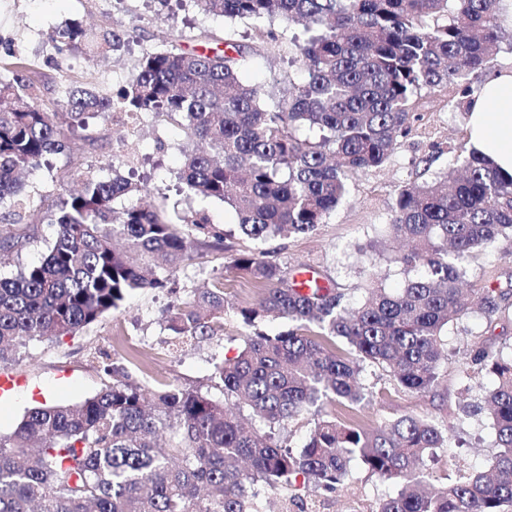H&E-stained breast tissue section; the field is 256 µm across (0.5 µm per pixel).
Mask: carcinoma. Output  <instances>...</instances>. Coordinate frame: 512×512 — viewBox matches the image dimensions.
<instances>
[{
  "instance_id": "1",
  "label": "carcinoma",
  "mask_w": 512,
  "mask_h": 512,
  "mask_svg": "<svg viewBox=\"0 0 512 512\" xmlns=\"http://www.w3.org/2000/svg\"><path fill=\"white\" fill-rule=\"evenodd\" d=\"M233 21L303 23L294 46L304 79L272 97L238 77L234 31L225 53L158 48L143 55L115 97L75 86L63 111L41 103L30 64H0V201L19 197L22 176L52 170L49 157L73 149L65 130L117 103L124 111L178 123L207 144L185 155L181 190L223 202L237 223L204 216L171 221L160 211L114 204L141 189L130 178L83 177L64 187L49 218L44 257L0 277V362L32 342L58 340L119 309L135 290L165 289L190 265L187 237L212 248L240 233L253 241L308 234L346 200L349 174L384 165L411 131L424 91H459L486 68L505 37L499 0H193ZM55 48L106 56L124 46L112 28L68 21ZM307 127L318 137L301 138ZM391 234L406 244L397 261L412 274L402 288L369 275L353 303L331 284L302 289L268 252L237 255L232 267L258 288L235 311L249 330L243 347L215 366V398L159 381L140 385L107 364L111 380L73 404L29 408L0 434V512H257L260 489L297 478L325 491L344 485L350 463L394 487L373 512H512V357L485 349L470 363L494 376L484 404L498 452L485 471L434 491L425 471L448 447V430L413 415L373 424L336 415L366 399L362 373L383 369L394 386L436 396L445 360L441 332L477 308L500 309L505 294L463 291L459 259L512 236V175L470 152L464 174L397 192ZM13 220L0 225V253L22 246ZM224 278L172 300L164 330L179 343L224 331ZM288 321L271 335L269 321ZM311 416L294 450L281 427Z\"/></svg>"
}]
</instances>
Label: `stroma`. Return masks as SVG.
I'll use <instances>...</instances> for the list:
<instances>
[{"label":"stroma","instance_id":"1","mask_svg":"<svg viewBox=\"0 0 512 512\" xmlns=\"http://www.w3.org/2000/svg\"><path fill=\"white\" fill-rule=\"evenodd\" d=\"M68 20L82 21L88 27H112L123 33L127 45L97 63L82 53H56L50 36ZM225 26L228 24L223 18L200 13L185 0H7L0 6V37H10L11 42L0 45V57L13 53L27 58L36 77L48 86L51 102H60L62 87L72 84L113 96L136 75L143 52L163 46L191 49L204 45L220 53L224 50ZM229 26L236 30L246 51L239 70L243 83L266 85L279 96L286 93L289 80L300 79L289 46L298 25L282 20L259 23L237 19ZM271 31L277 34V41L268 39ZM456 100L451 88L423 96L418 120L399 140L390 159L381 167L350 174L348 200L313 232L265 243L237 236L225 240L223 248L195 251L180 283L191 289L212 276H223L228 301L223 335L171 349L161 325L168 296L153 290L137 291L128 295L117 311L76 335L30 344L11 361L0 363V372L12 373L20 380L14 393L0 400V432H12L25 410L39 403H74L93 396L105 380L102 367L108 361L124 365L130 357H137L141 365L130 374L143 385L157 379L186 386L209 384L215 364L224 356L234 355L243 343L245 330L234 315L236 307L254 302L258 293L232 267L239 253L269 251L292 274L314 268L321 279L333 281L352 299L360 297L373 271L384 277L387 287L403 285L408 274L395 260L396 245L389 235L394 198L401 187L446 175L467 157V114L456 108ZM88 133V140L80 141L76 150L52 156V175L41 173L27 180L25 192L34 217L19 225L24 245L0 263V275L11 276L17 264L41 260L45 242L54 233L47 216L54 209L61 186L87 171L100 178L116 170L135 174L147 192L123 198V205L150 206L170 213L196 211L215 224L235 223L234 212L222 202L203 201L181 192L178 173L183 154L196 143L176 123H145L134 139L132 156L120 162L112 156V144L124 138L126 131L113 125L111 113L91 120ZM510 252L512 238L504 237L494 249L472 251L461 262L468 289L479 294L492 288L505 293L507 300L493 316L476 310L444 330L448 359L443 365L445 378L439 397L399 391L375 367L363 374L373 396L359 408L357 418L369 423L413 414L449 428V443L439 449V460L431 465L426 478L434 488L455 480L460 473L488 469L497 451L491 422L462 411L465 404L477 402L493 380L477 368L466 367L465 361L467 353L478 346L492 352H512V260L506 258ZM357 491L372 504L391 488L370 477L355 462L343 488L327 492L309 485L273 493L262 512H308L315 502L323 512H350L352 495Z\"/></svg>","mask_w":512,"mask_h":512}]
</instances>
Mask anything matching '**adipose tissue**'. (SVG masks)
I'll return each mask as SVG.
<instances>
[{
  "instance_id": "ef3b65f1",
  "label": "adipose tissue",
  "mask_w": 512,
  "mask_h": 512,
  "mask_svg": "<svg viewBox=\"0 0 512 512\" xmlns=\"http://www.w3.org/2000/svg\"><path fill=\"white\" fill-rule=\"evenodd\" d=\"M472 149L512 174V69L487 78L468 114Z\"/></svg>"
}]
</instances>
